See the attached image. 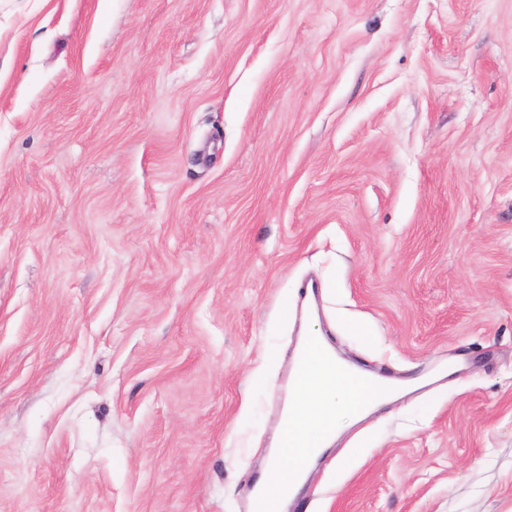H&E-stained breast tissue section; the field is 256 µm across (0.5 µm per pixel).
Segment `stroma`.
<instances>
[{"mask_svg":"<svg viewBox=\"0 0 512 512\" xmlns=\"http://www.w3.org/2000/svg\"><path fill=\"white\" fill-rule=\"evenodd\" d=\"M312 280L457 368L286 512H512V0H0V512H247Z\"/></svg>","mask_w":512,"mask_h":512,"instance_id":"35a3bbf8","label":"stroma"}]
</instances>
